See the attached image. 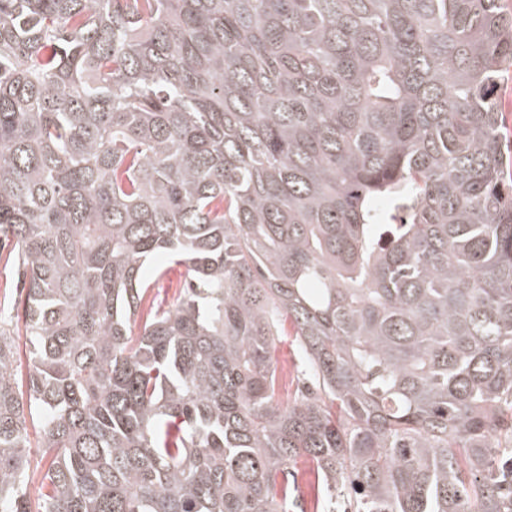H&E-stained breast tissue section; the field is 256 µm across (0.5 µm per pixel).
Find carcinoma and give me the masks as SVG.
I'll list each match as a JSON object with an SVG mask.
<instances>
[{"label": "carcinoma", "instance_id": "obj_1", "mask_svg": "<svg viewBox=\"0 0 512 512\" xmlns=\"http://www.w3.org/2000/svg\"><path fill=\"white\" fill-rule=\"evenodd\" d=\"M502 2L0 0V512H512ZM9 252L10 248L8 247L0 251V302L6 314L10 312V301L17 296L14 254ZM187 278V268L176 266L163 278L151 285L144 304V314H146L153 301L154 305H162V307H166L173 302L181 293L183 283ZM274 360L281 377L282 400L292 399L303 383V359L294 336H275ZM34 427L29 423L28 418V424H29V430L31 434V440H32V447L30 448L29 454H30V460H31V467H30V476H31V482L29 484V492L30 496L33 501H35L36 498V488L38 487V484L40 482V479L42 475L47 470L52 457L50 455H45L44 448H36L37 447V431H39V422L34 417L33 420ZM290 470L296 474L297 486L304 512L330 511L332 507L325 499L322 489L317 491L314 464L306 459H298Z\"/></svg>", "mask_w": 512, "mask_h": 512}]
</instances>
